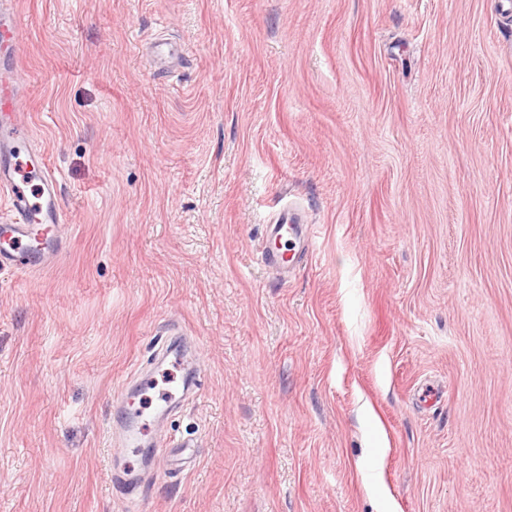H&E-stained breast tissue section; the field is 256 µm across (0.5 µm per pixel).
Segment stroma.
I'll return each mask as SVG.
<instances>
[{
  "mask_svg": "<svg viewBox=\"0 0 512 512\" xmlns=\"http://www.w3.org/2000/svg\"><path fill=\"white\" fill-rule=\"evenodd\" d=\"M17 6L66 222L0 274V512H512V0ZM174 323L172 471L108 419ZM303 228L304 224H300L291 211L281 215L276 224L267 225L266 237L274 246L263 249L260 262L269 270L289 272L297 257L308 256L313 251L312 237Z\"/></svg>",
  "mask_w": 512,
  "mask_h": 512,
  "instance_id": "35a3bbf8",
  "label": "stroma"
}]
</instances>
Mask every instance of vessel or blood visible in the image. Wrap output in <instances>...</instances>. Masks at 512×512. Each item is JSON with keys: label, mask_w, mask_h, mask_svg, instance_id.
Segmentation results:
<instances>
[{"label": "vessel or blood", "mask_w": 512, "mask_h": 512, "mask_svg": "<svg viewBox=\"0 0 512 512\" xmlns=\"http://www.w3.org/2000/svg\"><path fill=\"white\" fill-rule=\"evenodd\" d=\"M0 47L5 50V59L12 61L22 51V20L1 0ZM17 104L14 87L1 81L0 206L8 207L14 220L0 226V270L26 273L40 269L58 255L56 229L63 221V213L46 158L34 150L26 127L12 119ZM36 172L43 177L37 192L31 187ZM266 235L273 245L261 252L259 260L269 270L290 271L296 258L313 251L311 236L293 213H284L276 223L267 225ZM112 405L117 412L115 424L123 433L126 447H140V418L124 391L114 394Z\"/></svg>", "instance_id": "b4317fda"}]
</instances>
